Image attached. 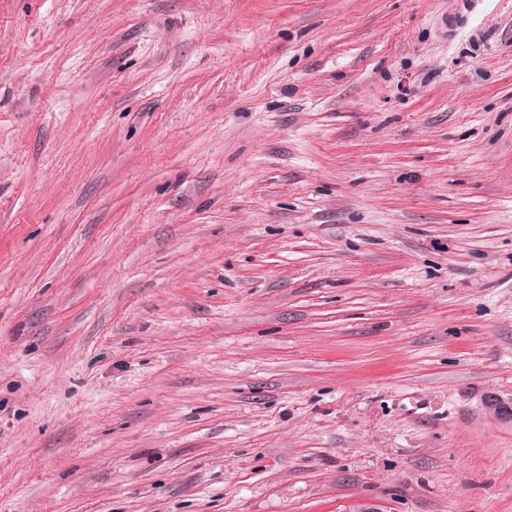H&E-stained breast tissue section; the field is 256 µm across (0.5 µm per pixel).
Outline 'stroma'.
Returning a JSON list of instances; mask_svg holds the SVG:
<instances>
[{
	"label": "stroma",
	"mask_w": 512,
	"mask_h": 512,
	"mask_svg": "<svg viewBox=\"0 0 512 512\" xmlns=\"http://www.w3.org/2000/svg\"><path fill=\"white\" fill-rule=\"evenodd\" d=\"M512 0H0V512H512Z\"/></svg>",
	"instance_id": "stroma-1"
}]
</instances>
